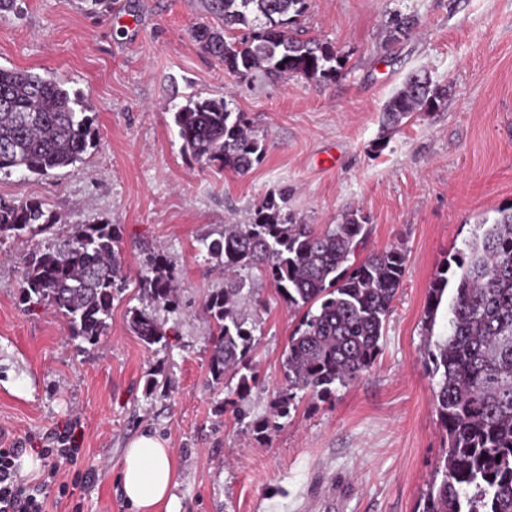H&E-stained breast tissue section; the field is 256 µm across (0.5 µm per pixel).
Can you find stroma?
Returning <instances> with one entry per match:
<instances>
[{
    "mask_svg": "<svg viewBox=\"0 0 512 512\" xmlns=\"http://www.w3.org/2000/svg\"><path fill=\"white\" fill-rule=\"evenodd\" d=\"M414 17L395 39L390 21ZM222 27L208 0H16L0 12V67L54 77L85 96L97 144L76 165L0 174V199H38L69 224H115L130 283L96 344L71 338L46 306L19 308V261L0 262V448L41 457L66 445L77 461L24 476L45 485L48 512H133L118 484L127 442L168 439L180 512H419L445 442L434 408L423 313L437 271L479 221L512 206V0H308L300 28L345 60L327 83L240 76L191 31ZM444 89L437 109L389 129L382 112L408 76ZM226 100L263 142L246 173H215L184 152L173 115L187 97ZM302 224L366 226L365 252L396 245L406 262L381 352L360 380L325 399L302 396L288 421L252 423L282 387V353L299 321L256 277L241 307L258 323L246 397L208 370L203 304L223 287L199 240L246 224L270 193ZM167 256L182 307L162 313L165 346L128 329L149 256ZM163 387L150 389L152 373Z\"/></svg>",
    "mask_w": 512,
    "mask_h": 512,
    "instance_id": "stroma-1",
    "label": "stroma"
}]
</instances>
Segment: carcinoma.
Instances as JSON below:
<instances>
[{
    "label": "carcinoma",
    "instance_id": "cac0c4a2",
    "mask_svg": "<svg viewBox=\"0 0 512 512\" xmlns=\"http://www.w3.org/2000/svg\"><path fill=\"white\" fill-rule=\"evenodd\" d=\"M224 28L199 25L193 39L232 73L260 70L273 79L334 81L344 69L335 47L296 32L307 0H209ZM0 172L45 175L82 161L96 140L84 95L30 70L0 67ZM443 94L429 78L413 74L386 103L383 121L396 127L419 111L430 112ZM183 148L209 168L235 173L260 161L261 141L242 112L226 101L190 97L174 112ZM453 255L456 271H439L431 287L427 331L446 306L447 334L427 349L438 378L434 405L447 435L435 478L423 494L422 512H512V206ZM54 216L39 200L0 199V241L45 232ZM364 225L355 213L318 229L298 223L287 199L269 194L249 224H226L200 248L224 266V288L204 310L213 324L209 373L220 383L238 375L245 395L257 373L250 360L253 331L238 299L253 277L268 278L288 309L302 313L288 339L282 367L285 386L271 415L258 425L286 419L297 393L323 398L362 377L380 351L385 322L401 287L405 253L398 246L356 260ZM114 224H72L55 247L22 257L18 305L39 303L60 313L70 335L94 345L105 334L112 303L127 289ZM149 308L130 310L128 328L145 347L166 344L157 313L179 308L172 271L152 257L137 281Z\"/></svg>",
    "mask_w": 512,
    "mask_h": 512
}]
</instances>
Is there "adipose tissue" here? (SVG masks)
Masks as SVG:
<instances>
[{"mask_svg": "<svg viewBox=\"0 0 512 512\" xmlns=\"http://www.w3.org/2000/svg\"><path fill=\"white\" fill-rule=\"evenodd\" d=\"M119 480L137 512H179L175 456L164 439L143 434L128 442Z\"/></svg>", "mask_w": 512, "mask_h": 512, "instance_id": "obj_1", "label": "adipose tissue"}]
</instances>
